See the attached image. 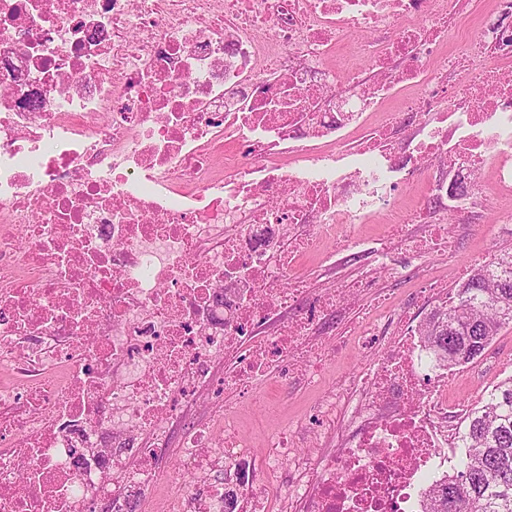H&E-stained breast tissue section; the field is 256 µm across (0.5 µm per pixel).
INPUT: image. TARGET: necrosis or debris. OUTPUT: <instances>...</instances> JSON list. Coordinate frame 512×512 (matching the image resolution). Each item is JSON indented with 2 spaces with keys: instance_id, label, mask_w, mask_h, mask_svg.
I'll return each instance as SVG.
<instances>
[{
  "instance_id": "4bbe7bcc",
  "label": "necrosis or debris",
  "mask_w": 512,
  "mask_h": 512,
  "mask_svg": "<svg viewBox=\"0 0 512 512\" xmlns=\"http://www.w3.org/2000/svg\"><path fill=\"white\" fill-rule=\"evenodd\" d=\"M461 7L0 0V61L21 59L0 70V512H420L454 466L461 408L409 309L346 328L372 364L337 381L317 427L272 436L271 466L224 403L253 402L262 378L309 381L342 348L333 321L373 273L312 287L339 225L377 207L385 244L418 257L450 246L433 209L448 171L473 187L460 227L512 197V0L473 39ZM379 26L390 40H357ZM347 41L368 65L348 74L353 99L327 65ZM443 53L455 82L430 66ZM412 117L424 133L403 150L393 130ZM345 141L445 171L407 208L377 174L285 161ZM176 461L195 480L162 493Z\"/></svg>"
}]
</instances>
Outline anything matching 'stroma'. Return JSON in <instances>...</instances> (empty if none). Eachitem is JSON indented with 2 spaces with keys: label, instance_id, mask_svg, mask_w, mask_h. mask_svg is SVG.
I'll use <instances>...</instances> for the list:
<instances>
[{
  "label": "stroma",
  "instance_id": "stroma-1",
  "mask_svg": "<svg viewBox=\"0 0 512 512\" xmlns=\"http://www.w3.org/2000/svg\"><path fill=\"white\" fill-rule=\"evenodd\" d=\"M376 169L381 170L378 160L338 149L333 158L319 166L318 172L324 176L342 178L355 170L369 172ZM381 172L384 186L395 188L393 201L399 206L421 201L435 176L431 169L409 177L399 171ZM489 205V210L484 213L485 219L490 222L489 227H473L459 235L452 252L433 253L422 258H414L398 250H385L377 220L369 218L353 227L349 241L336 242L333 253L328 256V266L311 262L310 279L317 287L325 288L355 276L363 269H372L377 276L375 292L352 303L346 315V321L350 324L361 314H376L382 303L399 309L409 306L424 279H445L450 288H457L460 276L469 275L473 268L512 251V223H495L494 209L498 202L493 199ZM391 263L406 266V276H389L387 266ZM368 362L365 353L356 350L354 346H347L324 367L320 376L311 384L288 385L271 378L261 379L255 394L273 405V413L267 414L255 407L229 403L224 407V415L236 422L241 434L251 443L252 451L260 463H267V442L271 435L288 423L308 420L312 406L332 384L350 373L364 370ZM511 376L512 325L503 328L497 336L492 357L479 359L472 367H459L448 383V399L467 408L474 407L484 391Z\"/></svg>",
  "mask_w": 512,
  "mask_h": 512
}]
</instances>
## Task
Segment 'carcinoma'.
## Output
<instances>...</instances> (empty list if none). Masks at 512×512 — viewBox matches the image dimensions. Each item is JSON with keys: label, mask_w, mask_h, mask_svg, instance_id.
<instances>
[{"label": "carcinoma", "mask_w": 512, "mask_h": 512, "mask_svg": "<svg viewBox=\"0 0 512 512\" xmlns=\"http://www.w3.org/2000/svg\"><path fill=\"white\" fill-rule=\"evenodd\" d=\"M512 324V254L480 266L456 293V303L424 323L425 342L440 346L438 359L453 368L481 356ZM460 435L464 453L423 512H512V377L485 394Z\"/></svg>", "instance_id": "cac0c4a2"}]
</instances>
